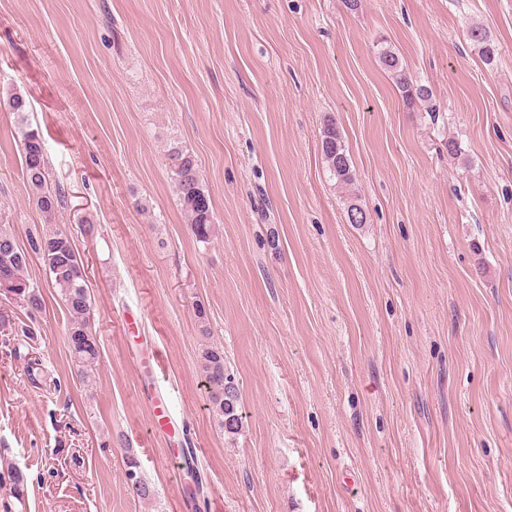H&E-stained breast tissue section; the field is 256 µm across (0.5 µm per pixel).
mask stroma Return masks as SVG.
Instances as JSON below:
<instances>
[{
    "label": "stroma",
    "instance_id": "1",
    "mask_svg": "<svg viewBox=\"0 0 512 512\" xmlns=\"http://www.w3.org/2000/svg\"><path fill=\"white\" fill-rule=\"evenodd\" d=\"M383 45L436 111L405 106ZM13 87L65 198L46 220L0 110V225L23 246L71 238L99 344L83 384L33 260L44 381L0 335V468L28 480L14 512H195L187 436L206 512H512V0H0ZM329 119L366 223L322 159ZM174 142L212 195L209 242L173 191ZM208 345L240 386L232 440ZM201 370L208 389V400L224 436H235L242 428L238 403L240 389L233 374L224 367V352L206 349L201 355Z\"/></svg>",
    "mask_w": 512,
    "mask_h": 512
}]
</instances>
